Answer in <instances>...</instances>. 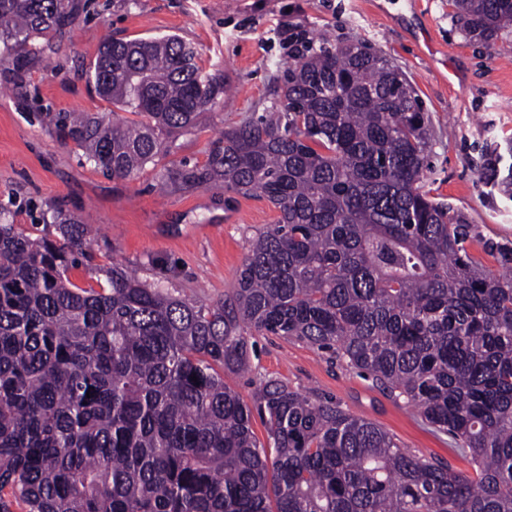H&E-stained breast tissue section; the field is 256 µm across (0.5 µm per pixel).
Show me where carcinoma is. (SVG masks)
<instances>
[{
  "label": "carcinoma",
  "mask_w": 512,
  "mask_h": 512,
  "mask_svg": "<svg viewBox=\"0 0 512 512\" xmlns=\"http://www.w3.org/2000/svg\"><path fill=\"white\" fill-rule=\"evenodd\" d=\"M88 2L0 0V67L21 70ZM452 4L469 40L512 34V0ZM199 60L176 35L107 39L88 83L139 120L43 123L132 179L224 109ZM430 140L380 52L297 41L265 112L224 130L203 167L159 176L279 211L212 305L120 266L81 287L68 273L93 261L83 216L55 212L36 235L0 207V512H512V248H497L507 275L469 254L473 225L423 190ZM255 333L303 341L415 407L472 472L273 377L244 402L224 372L247 367Z\"/></svg>",
  "instance_id": "carcinoma-1"
}]
</instances>
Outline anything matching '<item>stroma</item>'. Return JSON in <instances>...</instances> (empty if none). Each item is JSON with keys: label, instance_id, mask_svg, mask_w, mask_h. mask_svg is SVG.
<instances>
[{"label": "stroma", "instance_id": "stroma-1", "mask_svg": "<svg viewBox=\"0 0 512 512\" xmlns=\"http://www.w3.org/2000/svg\"><path fill=\"white\" fill-rule=\"evenodd\" d=\"M281 26L334 44L365 41L411 80L431 129L424 189L466 217L474 227L469 253L499 270L487 247H512V188L503 182L512 165V35L471 45L449 0H93L54 48L21 72L0 69V202L11 203L19 224L38 223L49 208L89 215L93 265L69 273L80 286L95 284L94 268L118 263L173 294L203 304L223 299L236 286L251 238L276 222L278 210L256 196L205 186L162 194L155 185L161 167L203 166L222 129L268 105L288 64V46L276 34ZM171 34L193 43L205 71L222 74L232 94L223 111L201 115L179 136L160 166L112 179L41 123L44 112H112L86 77L104 37ZM251 342L247 371L224 375L244 402L259 378H277L300 393L336 399L413 453L470 472L447 435L346 364L295 339Z\"/></svg>", "mask_w": 512, "mask_h": 512}]
</instances>
